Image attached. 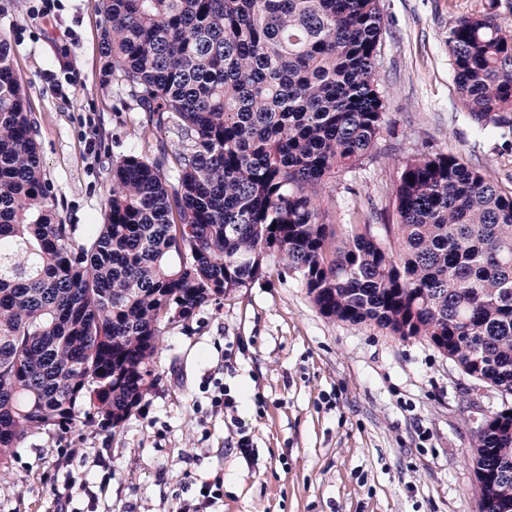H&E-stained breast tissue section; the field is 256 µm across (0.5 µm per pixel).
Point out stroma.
Returning <instances> with one entry per match:
<instances>
[{
  "instance_id": "35a3bbf8",
  "label": "stroma",
  "mask_w": 512,
  "mask_h": 512,
  "mask_svg": "<svg viewBox=\"0 0 512 512\" xmlns=\"http://www.w3.org/2000/svg\"><path fill=\"white\" fill-rule=\"evenodd\" d=\"M0 0V33L37 121L58 220L103 221L113 160L152 153L141 113L100 81L101 18L92 0ZM376 78L386 125L375 158L331 181L314 204L329 224L397 221L406 159L444 151L512 191V146L476 133L461 105L448 31L463 16L512 28V0H381ZM68 56L71 71L59 66ZM157 383L120 429L42 432L0 469V512H55L53 488L85 493L72 512H183L220 472L209 512H478L470 411L502 407L429 344L333 321L294 276L269 275L163 329ZM236 410L217 407L219 389ZM250 457L234 443L238 426Z\"/></svg>"
}]
</instances>
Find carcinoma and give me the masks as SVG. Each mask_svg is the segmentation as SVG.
Returning a JSON list of instances; mask_svg holds the SVG:
<instances>
[{"instance_id":"carcinoma-1","label":"carcinoma","mask_w":512,"mask_h":512,"mask_svg":"<svg viewBox=\"0 0 512 512\" xmlns=\"http://www.w3.org/2000/svg\"><path fill=\"white\" fill-rule=\"evenodd\" d=\"M101 81L124 86L156 135L112 163L104 222L57 220L37 122L0 33V468L30 436L112 415L153 386L165 307L196 309L288 273L325 317L437 349L512 395V192L462 157L407 160L398 221L325 224L313 199L371 155L380 0H94ZM477 132L512 138V31L490 17L448 30ZM108 383L109 413L89 375ZM480 512H512V414L476 434Z\"/></svg>"}]
</instances>
